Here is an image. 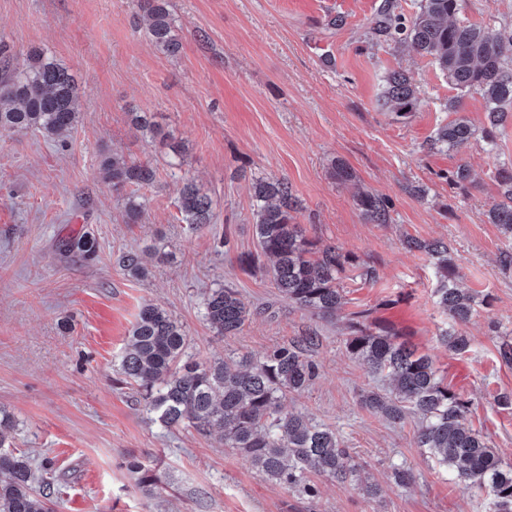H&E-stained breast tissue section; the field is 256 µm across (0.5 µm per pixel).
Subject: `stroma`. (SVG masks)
I'll return each mask as SVG.
<instances>
[{"label": "stroma", "instance_id": "35a3bbf8", "mask_svg": "<svg viewBox=\"0 0 512 512\" xmlns=\"http://www.w3.org/2000/svg\"><path fill=\"white\" fill-rule=\"evenodd\" d=\"M380 0H168L182 48L159 52L131 0H0V40L16 60L47 50L75 75L80 121L64 144L38 133L0 134V411L16 426L11 441L48 471L55 512H489L486 492L464 490L416 444L417 422L392 423L362 397L385 392L345 347L350 312L368 309L429 354L449 386L470 402V425L503 462L512 463V409L494 404L512 391V241L487 211L500 189L489 169L512 162V121L496 147L474 137L450 150L430 143L453 118L456 94L428 59L373 39ZM344 16L343 27L332 18ZM460 19L512 29V0H464ZM405 69L421 104L404 121L376 105L383 76ZM146 115L153 133L136 129ZM182 147L177 159L174 147ZM149 163L155 182L134 188L146 208L128 223L105 180L113 153ZM347 164L352 181L333 175ZM468 163L467 191L443 175ZM212 201L213 221L189 228L178 219L182 179ZM287 180L301 202L295 221L318 246H335L376 269L368 282L347 272L348 302L320 317L284 299L267 264L242 268L259 250L251 186ZM424 186L425 199L406 192ZM391 202V220L369 223L360 191ZM95 240L91 257L64 252L62 240ZM447 244L460 285L484 299L464 327L459 355L441 340L451 319L435 303L432 259L406 238ZM159 247L166 262L149 252ZM143 255L144 277L119 264ZM239 292L252 315L242 331L215 335L203 317L211 288ZM166 309L182 325L200 363L271 350L304 339L318 376L282 397L335 428L360 466L356 480L317 478L309 498L275 484L216 437L152 422L123 381L119 358L141 306ZM162 459L165 487L148 493L132 461ZM415 479L397 485L394 467ZM378 485L376 496L366 483Z\"/></svg>", "mask_w": 512, "mask_h": 512}]
</instances>
